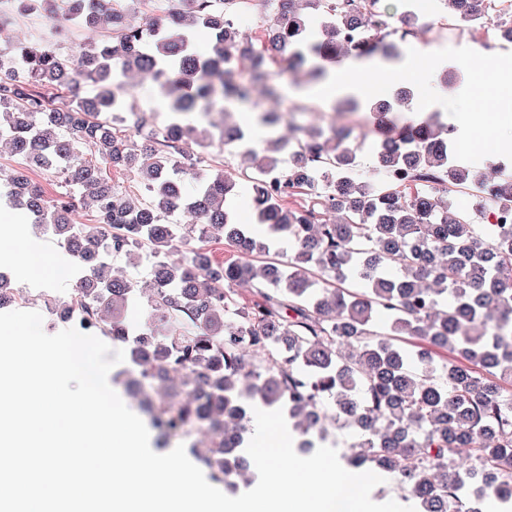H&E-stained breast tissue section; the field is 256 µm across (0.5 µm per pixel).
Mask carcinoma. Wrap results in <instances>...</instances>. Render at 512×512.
<instances>
[{"mask_svg": "<svg viewBox=\"0 0 512 512\" xmlns=\"http://www.w3.org/2000/svg\"><path fill=\"white\" fill-rule=\"evenodd\" d=\"M129 2L144 22H126L115 0H67L79 23L112 27L108 41L0 51V142L17 157L0 168V186L88 265L74 304L101 336L130 345L127 380L145 394L160 447L181 440L212 481L235 486L247 470L243 400L252 399L288 409L304 435L321 432L328 413L355 427L351 464L395 474L419 512H483L488 494L512 500V224L476 223L512 206V171L490 183L457 161L456 127L439 112H409L407 86L366 105L381 181L356 174L357 149L331 125L275 136L280 117L263 112L256 120L269 137L258 143L225 120L258 87L280 98L283 75L298 67L324 81L341 55L400 59L391 36L425 27L415 0H402L397 17L387 0ZM492 2L438 0L436 18L475 23ZM58 9V0H0V25L15 10L52 21ZM354 26L367 40L348 48L340 35ZM201 35L203 54L194 48ZM132 69L168 100L166 122L129 102ZM83 81L92 95H80ZM216 131L243 171L208 160ZM30 171L71 188L52 195ZM113 171L134 174L144 195ZM393 171L407 183L392 182ZM270 172L303 188L304 201L271 192L262 182ZM463 189L472 207L454 210L451 196ZM77 202L91 223H72ZM243 202L256 223L237 222ZM182 210L194 223L180 228L170 216ZM196 224L241 259L216 262L202 248L172 259ZM118 258L147 269L149 295L137 277L114 274ZM139 312L166 327L144 349L129 320ZM281 342L286 361L273 351ZM172 375L171 394L147 395L151 380ZM202 430L205 448L191 442ZM462 454L472 483L451 459Z\"/></svg>", "mask_w": 512, "mask_h": 512, "instance_id": "cac0c4a2", "label": "carcinoma"}]
</instances>
